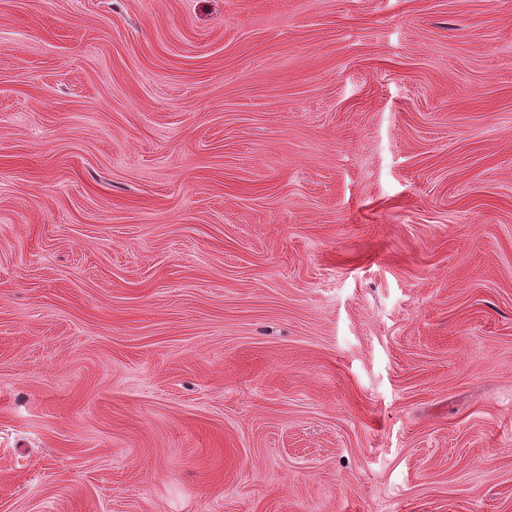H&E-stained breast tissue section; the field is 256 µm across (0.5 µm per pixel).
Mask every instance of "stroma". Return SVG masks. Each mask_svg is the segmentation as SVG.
<instances>
[{
    "instance_id": "stroma-1",
    "label": "stroma",
    "mask_w": 512,
    "mask_h": 512,
    "mask_svg": "<svg viewBox=\"0 0 512 512\" xmlns=\"http://www.w3.org/2000/svg\"><path fill=\"white\" fill-rule=\"evenodd\" d=\"M0 512H512V0H0Z\"/></svg>"
}]
</instances>
